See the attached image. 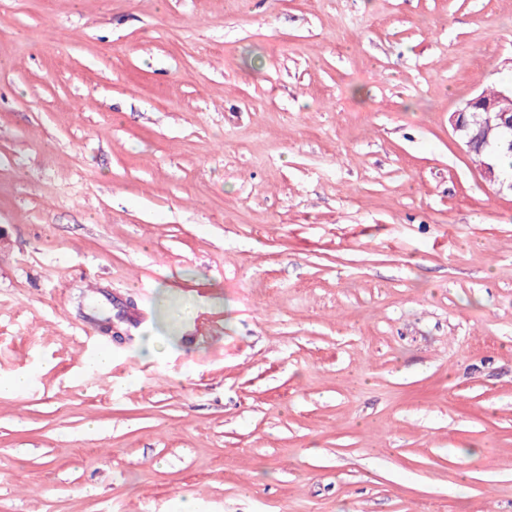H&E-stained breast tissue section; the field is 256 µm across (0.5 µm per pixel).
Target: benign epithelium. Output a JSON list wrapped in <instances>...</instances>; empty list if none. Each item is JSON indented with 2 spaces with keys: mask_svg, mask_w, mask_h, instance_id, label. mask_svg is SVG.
I'll return each mask as SVG.
<instances>
[{
  "mask_svg": "<svg viewBox=\"0 0 512 512\" xmlns=\"http://www.w3.org/2000/svg\"><path fill=\"white\" fill-rule=\"evenodd\" d=\"M498 103L478 94L452 113L449 122L466 151H471L478 142H488V131L497 127L502 131L512 130V113L497 109ZM484 180L499 192L512 193V179L505 177L492 163L482 164Z\"/></svg>",
  "mask_w": 512,
  "mask_h": 512,
  "instance_id": "benign-epithelium-1",
  "label": "benign epithelium"
}]
</instances>
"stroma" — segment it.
Masks as SVG:
<instances>
[{
	"label": "stroma",
	"instance_id": "stroma-1",
	"mask_svg": "<svg viewBox=\"0 0 512 512\" xmlns=\"http://www.w3.org/2000/svg\"><path fill=\"white\" fill-rule=\"evenodd\" d=\"M507 77L512 0H0V512H512ZM499 92L496 90L490 93L484 92L486 93L484 95L487 98H497ZM484 95L478 94L471 98L449 118L454 133L468 153L477 142L488 144L489 128L497 127L502 131L512 130V113L508 112L512 110V100H508L512 99V82L504 85L499 93V98L506 100L500 103V108L505 110H497L498 103L485 99ZM492 112H494L493 116ZM488 151L489 147L476 145L472 155L483 162ZM503 143L512 150L511 143H509L507 140H505ZM509 148H500L495 155L498 168L507 176L512 175V151ZM481 166L482 176L489 185L497 187L498 191L501 193L506 191L512 194V177L509 180L492 163H483Z\"/></svg>",
	"mask_w": 512,
	"mask_h": 512
}]
</instances>
